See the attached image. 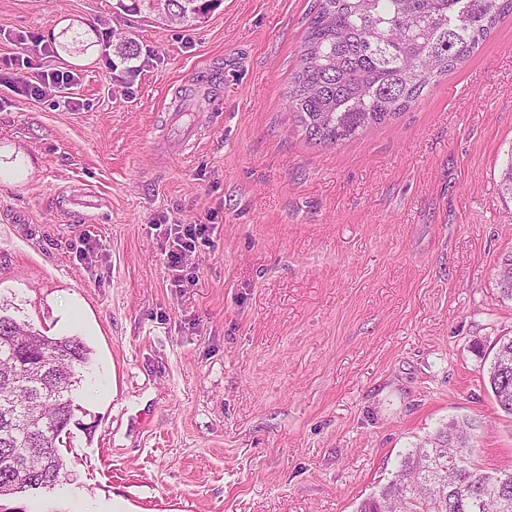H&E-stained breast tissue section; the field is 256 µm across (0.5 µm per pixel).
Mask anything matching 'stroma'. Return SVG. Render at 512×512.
<instances>
[{
	"instance_id": "stroma-1",
	"label": "stroma",
	"mask_w": 512,
	"mask_h": 512,
	"mask_svg": "<svg viewBox=\"0 0 512 512\" xmlns=\"http://www.w3.org/2000/svg\"><path fill=\"white\" fill-rule=\"evenodd\" d=\"M314 7L217 0L181 27L0 0V57L32 60L0 70V306L92 351L69 480L11 512H357L456 417L480 470L512 465L483 382L512 336V16L410 109L324 145L285 98ZM54 70L76 78L23 93ZM174 222L210 227L193 285L165 267Z\"/></svg>"
}]
</instances>
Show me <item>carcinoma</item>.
<instances>
[{
    "instance_id": "carcinoma-1",
    "label": "carcinoma",
    "mask_w": 512,
    "mask_h": 512,
    "mask_svg": "<svg viewBox=\"0 0 512 512\" xmlns=\"http://www.w3.org/2000/svg\"><path fill=\"white\" fill-rule=\"evenodd\" d=\"M127 12L156 11L193 24L207 0H118ZM512 0H319L299 49L286 100L311 140L336 144L383 125L457 68L505 17ZM512 300V255L497 269ZM90 350L77 337L45 336L0 315V499L68 477L57 439L73 415L72 387ZM499 407L512 414V336L497 342L487 370ZM466 419L409 449L398 474L358 512H512V471L484 473L470 460Z\"/></svg>"
}]
</instances>
